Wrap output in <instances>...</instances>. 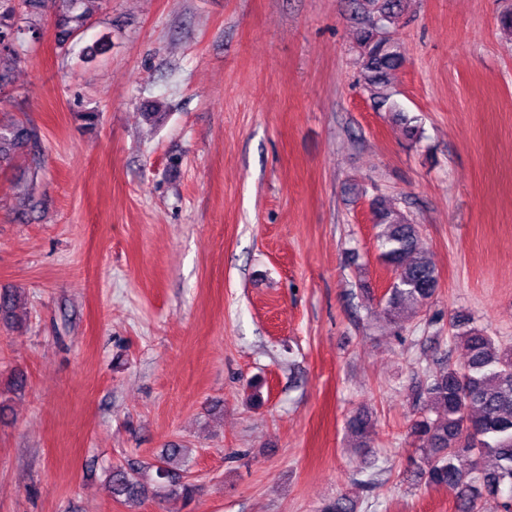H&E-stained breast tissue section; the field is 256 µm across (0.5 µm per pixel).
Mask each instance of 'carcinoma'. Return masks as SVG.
<instances>
[{
    "instance_id": "carcinoma-1",
    "label": "carcinoma",
    "mask_w": 512,
    "mask_h": 512,
    "mask_svg": "<svg viewBox=\"0 0 512 512\" xmlns=\"http://www.w3.org/2000/svg\"><path fill=\"white\" fill-rule=\"evenodd\" d=\"M58 41L66 44L80 35L103 0H57ZM408 0H349L357 26L359 82L374 105L391 113L404 126L410 141L421 137L418 118L410 117L393 100L391 76L406 62L402 44L394 38ZM43 0H0V87L11 82L18 61L17 42L22 34H38ZM41 137L36 127L15 117L0 119V171L22 156L36 154ZM379 228V259L391 271L393 285L386 290L387 315L394 319L415 313L437 293L439 279L429 253L421 246L417 225L398 209L379 205L374 211ZM15 290L0 292V319H8L20 304ZM449 339L463 344L462 364L448 363L421 383L419 415L409 435L420 451L416 476L433 488L454 494L456 512H474L483 494L502 499L503 512H512V349L473 325V319L456 316ZM360 439L357 449L368 447L369 412L361 409L348 421ZM184 449L174 445L151 464L155 494L190 501L198 485L180 479L178 464ZM491 457L487 468L482 459ZM112 495L139 503L148 492L135 464L108 468ZM357 499L347 493L325 503L321 512H357Z\"/></svg>"
}]
</instances>
